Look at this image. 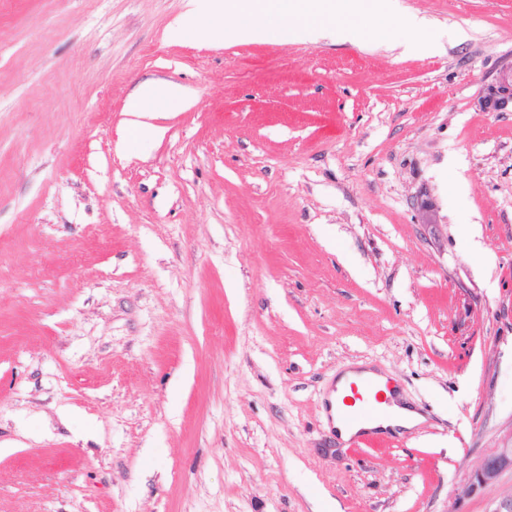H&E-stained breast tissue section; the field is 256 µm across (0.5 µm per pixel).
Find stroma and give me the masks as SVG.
I'll return each instance as SVG.
<instances>
[{"instance_id":"stroma-1","label":"stroma","mask_w":512,"mask_h":512,"mask_svg":"<svg viewBox=\"0 0 512 512\" xmlns=\"http://www.w3.org/2000/svg\"><path fill=\"white\" fill-rule=\"evenodd\" d=\"M338 42L0 0V512H492L512 433V0ZM159 136H127L144 80ZM433 204L419 210L420 201ZM424 417L340 442L347 364ZM401 21L405 25V27L409 30V34L404 37L405 40H398L396 42H393L390 45L391 49L401 48L402 49L401 53L404 54V53H408L410 51H413V50H416L419 48L426 47V45L423 43L409 41V39L414 38L413 35L416 32H418L419 30H421L423 28V20L419 19L418 17H416L414 15H409V16L401 17ZM509 104L512 107V64L503 67L494 81L488 85L480 101V107L486 112H501ZM160 89V81L153 80L144 83L130 95L126 111L138 118L145 116L146 105L157 98ZM512 471V433L487 455L474 470L469 493L494 484L505 471Z\"/></svg>"}]
</instances>
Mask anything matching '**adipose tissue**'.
<instances>
[{"instance_id": "adipose-tissue-1", "label": "adipose tissue", "mask_w": 512, "mask_h": 512, "mask_svg": "<svg viewBox=\"0 0 512 512\" xmlns=\"http://www.w3.org/2000/svg\"><path fill=\"white\" fill-rule=\"evenodd\" d=\"M187 6L191 19L234 15V37L241 42L269 40L290 16L306 35L346 40L356 35L359 17L385 19L398 11L397 0H187Z\"/></svg>"}]
</instances>
